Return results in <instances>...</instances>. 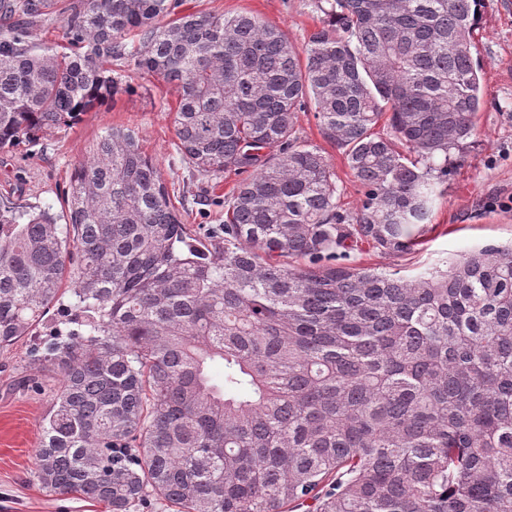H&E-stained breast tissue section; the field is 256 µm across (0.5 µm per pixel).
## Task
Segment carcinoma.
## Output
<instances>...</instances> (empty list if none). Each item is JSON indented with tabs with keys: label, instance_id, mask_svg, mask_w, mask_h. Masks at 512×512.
Here are the masks:
<instances>
[{
	"label": "carcinoma",
	"instance_id": "carcinoma-1",
	"mask_svg": "<svg viewBox=\"0 0 512 512\" xmlns=\"http://www.w3.org/2000/svg\"><path fill=\"white\" fill-rule=\"evenodd\" d=\"M484 0H314L304 52L248 14L183 0H0V150L131 89L177 96L185 165L247 177L224 242L188 234L131 128L79 162L66 225L0 205V348L71 278L78 329L33 477L110 512H512V245L413 278L348 263L403 256L476 136ZM62 16V43L41 38ZM314 111L362 192L338 204Z\"/></svg>",
	"mask_w": 512,
	"mask_h": 512
}]
</instances>
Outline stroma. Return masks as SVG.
Segmentation results:
<instances>
[{
    "label": "stroma",
    "mask_w": 512,
    "mask_h": 512,
    "mask_svg": "<svg viewBox=\"0 0 512 512\" xmlns=\"http://www.w3.org/2000/svg\"><path fill=\"white\" fill-rule=\"evenodd\" d=\"M183 8L259 15L300 49L323 19L313 0H185ZM476 44L486 99L477 119L480 135L467 145L465 161L454 164L429 231L410 255L367 249L352 253V264L413 277L444 266L460 252L512 242V0H486ZM131 84L129 92L101 111L87 113L75 127L48 132L36 143L13 151H0V203L19 208L38 205L61 214L74 168L92 143L106 128L127 126L135 129L173 190L184 224L193 234L211 237L224 221V199L241 181V174L230 171L211 180L189 171L175 146L171 114L175 94L140 75ZM297 128L302 140L326 153L343 208L355 210L360 204L359 187L344 155L323 138L313 111L299 114ZM64 327L53 307L32 335L0 348V512H106L103 504L77 495L48 494L33 477L34 450L55 385L52 372L36 353Z\"/></svg>",
    "instance_id": "35a3bbf8"
}]
</instances>
